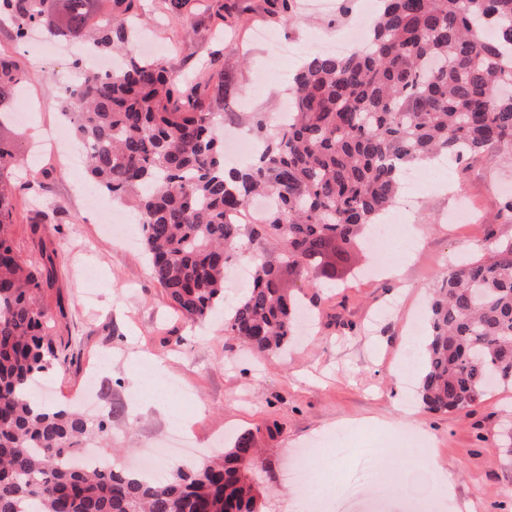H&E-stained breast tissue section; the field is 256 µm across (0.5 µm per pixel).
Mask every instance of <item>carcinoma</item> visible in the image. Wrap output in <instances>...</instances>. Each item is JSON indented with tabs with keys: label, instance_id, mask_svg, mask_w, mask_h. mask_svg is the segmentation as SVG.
Instances as JSON below:
<instances>
[{
	"label": "carcinoma",
	"instance_id": "obj_1",
	"mask_svg": "<svg viewBox=\"0 0 512 512\" xmlns=\"http://www.w3.org/2000/svg\"><path fill=\"white\" fill-rule=\"evenodd\" d=\"M138 8L139 0H0V21L19 40L39 28L129 59L109 75L82 71L63 97L89 147L90 184L132 204L153 279L188 320L224 308V273L253 253L252 286L224 313V330L258 353L284 351L303 308L256 245L275 238L297 275L318 267L335 281L336 264L321 254L348 260L394 204L409 166L512 144V93H500L512 87V0H378L366 47L310 55L293 78L287 126L257 120V160L235 169L224 164V114L214 111L224 98L220 54L209 62L215 84L181 85L170 58L130 55ZM31 78L0 51V128ZM19 163L17 136L0 132V512H261L251 432L163 482L81 461V439L106 437L110 424L36 394L66 357L44 333L51 315L38 300L54 284L53 257L29 264L9 238ZM255 195L274 203L248 231L241 215ZM506 385L512 241L448 269L433 289L419 396L430 411L462 412Z\"/></svg>",
	"mask_w": 512,
	"mask_h": 512
}]
</instances>
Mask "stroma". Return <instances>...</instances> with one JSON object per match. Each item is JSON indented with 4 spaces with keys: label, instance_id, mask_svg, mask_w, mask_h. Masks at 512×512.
Masks as SVG:
<instances>
[{
    "label": "stroma",
    "instance_id": "obj_1",
    "mask_svg": "<svg viewBox=\"0 0 512 512\" xmlns=\"http://www.w3.org/2000/svg\"><path fill=\"white\" fill-rule=\"evenodd\" d=\"M327 3L302 9L289 26L273 0H189L177 16L166 0H142V8L148 35L167 49L181 83L206 82L213 51H222L229 137L281 111L288 82L315 43L335 41L356 16L341 0ZM259 30L271 40H255ZM0 50L40 75L26 89L16 124L26 151L40 127L61 122L62 82L73 58L21 46L7 24L0 25ZM77 144L67 135L56 151L30 161L14 194L10 238L29 262L46 250L55 254L56 285L39 301L69 362L46 377V399L109 416L110 442L93 446L114 466L159 447L175 427L207 455L249 431L262 450L254 477L266 492L263 512H310L287 480L306 448L323 512H408V488L378 500L351 486L365 462L402 474L429 456L456 475L454 499L434 496L430 512H458L464 504L471 512H512V498L502 494L512 487V458L497 451L512 387L463 413H430L419 404L417 378L401 367L424 337L429 288L448 267L485 257L488 240H512V217L501 211L512 198V146L424 165L418 202L384 227L386 251L358 252L340 266L338 283H325L316 270L284 272L286 287L316 302V325L277 359L226 335L223 312L194 322L174 311L152 278L140 234L123 238L134 224L130 208L88 214V173L69 160ZM135 356L142 364L133 370Z\"/></svg>",
    "mask_w": 512,
    "mask_h": 512
}]
</instances>
